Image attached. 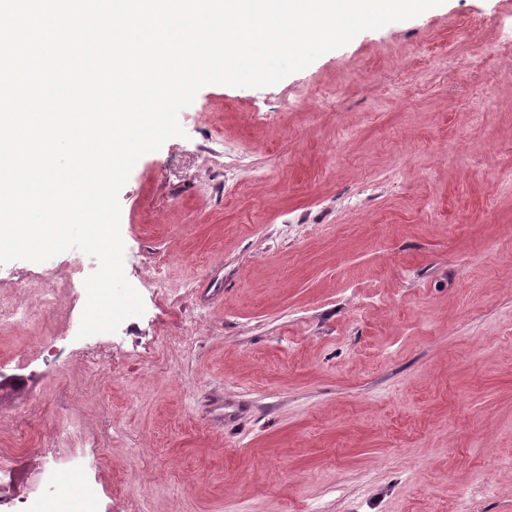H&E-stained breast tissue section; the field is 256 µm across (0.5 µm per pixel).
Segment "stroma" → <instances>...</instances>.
<instances>
[{
	"mask_svg": "<svg viewBox=\"0 0 512 512\" xmlns=\"http://www.w3.org/2000/svg\"><path fill=\"white\" fill-rule=\"evenodd\" d=\"M512 0H444L208 85L119 192L145 310L79 337L62 253L0 265V453L65 422L112 512H512ZM30 316L28 308L18 307L11 300L0 298V326L9 325L15 329H22L28 324Z\"/></svg>",
	"mask_w": 512,
	"mask_h": 512,
	"instance_id": "1",
	"label": "stroma"
}]
</instances>
